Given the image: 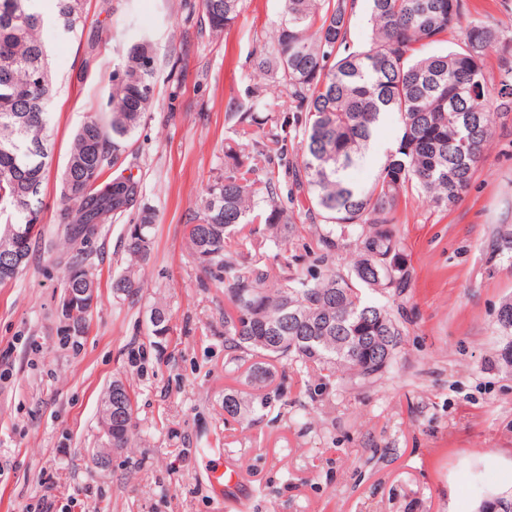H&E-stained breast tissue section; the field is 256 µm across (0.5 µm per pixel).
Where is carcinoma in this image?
I'll list each match as a JSON object with an SVG mask.
<instances>
[{
  "mask_svg": "<svg viewBox=\"0 0 512 512\" xmlns=\"http://www.w3.org/2000/svg\"><path fill=\"white\" fill-rule=\"evenodd\" d=\"M38 0H0V284L14 245L32 251L41 223V193L49 157L55 85L50 50L39 37L46 19ZM355 0H283L284 20L277 35L256 53V70L277 83L295 104L294 119L266 117L270 129L249 112H234L233 137L224 155L237 157L243 146L256 157L284 154L286 126L301 125V164L291 169L293 184L307 203L304 215L318 220L315 263L299 268L284 252L279 272L260 265L265 249L298 232L293 212L279 200V177L267 172L262 186L248 178L252 167L238 163L210 184L200 211L186 220L191 254L211 279L224 284V350L229 363L248 365L258 393L246 398L224 393V414L245 421L273 406L262 392L282 362L320 372L323 385L339 379L371 382L394 361L404 343L400 308L390 299L412 284L397 213L417 193L439 210L454 208L467 192L496 129L512 115V63L490 76L485 58L500 35L486 15L472 13L464 0H370L371 35L367 49L352 51L350 23ZM85 0H58L54 22L72 35L83 23ZM242 0H202L209 28L230 29ZM457 34V49L438 50ZM155 57L151 41L129 49L112 76L107 115L90 117L76 131L61 175L59 223L68 241L87 243L102 224L138 209L128 227L126 250L140 262L150 259L154 209L141 204L140 177L119 174L93 187L89 172L102 175L119 163L154 92ZM395 113L400 139L367 186L347 171L365 161L379 125ZM253 224L249 234L241 226ZM348 242L345 271L335 268L336 241ZM82 251L72 256L63 291L94 288ZM120 300L140 292L134 269L112 282ZM90 312L61 314L69 336L86 328ZM170 314L150 309L153 335H167ZM495 326L512 348V298L505 299ZM112 409V447H131L136 425L129 386L109 390L103 406Z\"/></svg>",
  "mask_w": 512,
  "mask_h": 512,
  "instance_id": "1",
  "label": "carcinoma"
}]
</instances>
